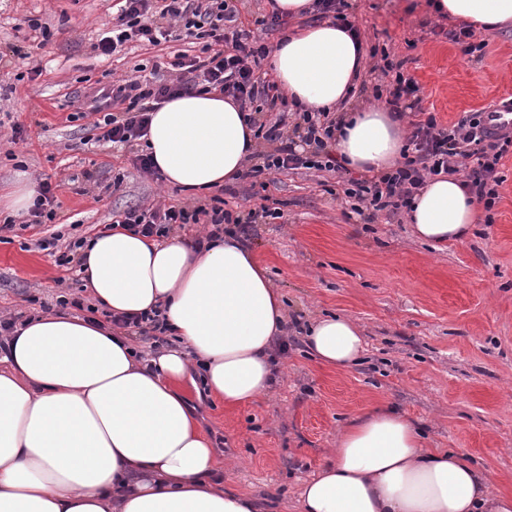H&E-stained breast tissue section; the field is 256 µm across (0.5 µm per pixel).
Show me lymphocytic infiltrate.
Segmentation results:
<instances>
[{"mask_svg": "<svg viewBox=\"0 0 512 512\" xmlns=\"http://www.w3.org/2000/svg\"><path fill=\"white\" fill-rule=\"evenodd\" d=\"M238 9L231 0H116V15L96 48L109 56L127 43L157 45L182 32L201 40L199 54L175 55L169 74L153 71L151 79L131 75L99 88L90 100L96 114L95 129L101 141L134 146L145 136L150 114L162 103L194 90L219 91L246 112L255 127L258 149L244 178L288 170L339 171L336 159L338 122L326 112H310L289 103L278 84L255 73L268 54L262 44H250V34L240 29ZM417 82L403 72L402 62L385 60L372 86L374 100L390 111L406 115L421 98ZM411 131L398 165L385 173L348 179L344 194L357 214L387 212L396 216L408 208L428 177L462 174L466 189L485 210H492L502 183L499 165L512 152V131H493L485 112H469L445 126L432 113L410 123ZM277 208L262 207L240 215L226 210L220 196L209 202H177L131 209L117 219V227L143 236H168L188 224H207L212 235L226 226L246 232L248 225L281 218Z\"/></svg>", "mask_w": 512, "mask_h": 512, "instance_id": "lymphocytic-infiltrate-1", "label": "lymphocytic infiltrate"}]
</instances>
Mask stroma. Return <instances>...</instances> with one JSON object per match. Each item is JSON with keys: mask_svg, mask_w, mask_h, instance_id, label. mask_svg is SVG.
I'll return each mask as SVG.
<instances>
[{"mask_svg": "<svg viewBox=\"0 0 512 512\" xmlns=\"http://www.w3.org/2000/svg\"><path fill=\"white\" fill-rule=\"evenodd\" d=\"M348 2L364 46H384L403 62L439 123L512 94V27L482 33V54L466 55L426 0ZM112 12L113 0H0V52L31 53L0 63V186L21 172L37 184L47 179L57 203L42 230L25 227L18 213L0 231V317L53 309L60 296L81 293L80 274L35 247L39 234L90 239L113 212L189 199L141 177L132 153L97 142L86 109L97 87L137 64L167 63L196 46L183 38L99 57L94 44ZM31 17L51 27L44 46L31 38ZM31 65L42 70L32 81L23 76ZM500 172L492 223L448 244L416 239L401 215L383 211L363 223L345 201L341 171L291 170L265 189L247 180L216 188L237 211L281 202L283 218L249 225L247 239L295 323L271 389L255 402L229 407L204 389H185L224 458L226 485L258 499L261 512H298L303 483L334 459L342 426L386 403L416 424L425 447L466 454L496 489L512 493V154ZM119 173L124 183L110 191ZM328 314L364 331L363 357L349 369L313 359L296 330Z\"/></svg>", "mask_w": 512, "mask_h": 512, "instance_id": "stroma-1", "label": "stroma"}]
</instances>
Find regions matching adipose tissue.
<instances>
[{
    "mask_svg": "<svg viewBox=\"0 0 512 512\" xmlns=\"http://www.w3.org/2000/svg\"><path fill=\"white\" fill-rule=\"evenodd\" d=\"M448 22L488 31L512 24V0H429ZM363 50L331 20L285 33L269 49L288 99L307 109L345 102ZM336 153L348 168L381 171L400 157L403 128L388 110L351 109ZM165 182L204 194L241 171L253 132L219 93L174 98L153 112L146 137ZM429 242L463 238L478 202L452 175L428 180L408 214ZM82 278L113 315L161 309L174 335L141 359L128 337L59 312L15 327L0 356V512H258L226 487L212 442L179 390L200 377L209 395L239 406L272 382L283 301L251 249L230 237L197 247L124 229L81 251ZM309 352L339 369L358 363L359 327L316 320ZM300 512H512L466 455L423 447L390 407L353 419L300 493Z\"/></svg>",
    "mask_w": 512,
    "mask_h": 512,
    "instance_id": "adipose-tissue-1",
    "label": "adipose tissue"
}]
</instances>
